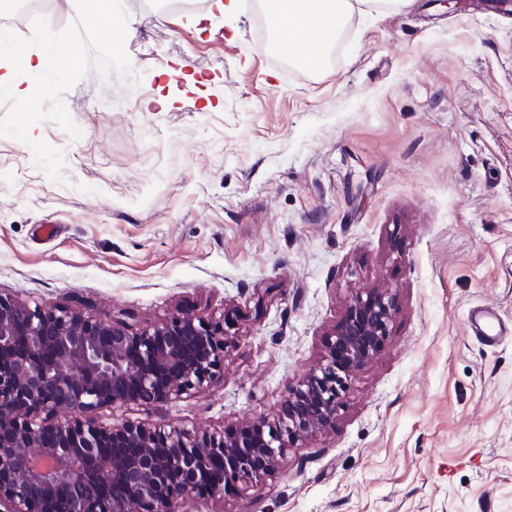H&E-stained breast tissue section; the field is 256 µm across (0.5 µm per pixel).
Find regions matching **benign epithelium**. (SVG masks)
I'll return each mask as SVG.
<instances>
[{
	"label": "benign epithelium",
	"instance_id": "1",
	"mask_svg": "<svg viewBox=\"0 0 512 512\" xmlns=\"http://www.w3.org/2000/svg\"><path fill=\"white\" fill-rule=\"evenodd\" d=\"M393 297H352L321 361L288 388V410L227 435L95 414L171 403L224 382L236 332L180 309L138 332L105 313L0 294V512H182L207 487L243 495L294 444L336 424L354 373L385 349Z\"/></svg>",
	"mask_w": 512,
	"mask_h": 512
}]
</instances>
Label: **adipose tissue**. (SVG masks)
I'll list each match as a JSON object with an SVG mask.
<instances>
[{
	"label": "adipose tissue",
	"mask_w": 512,
	"mask_h": 512,
	"mask_svg": "<svg viewBox=\"0 0 512 512\" xmlns=\"http://www.w3.org/2000/svg\"><path fill=\"white\" fill-rule=\"evenodd\" d=\"M412 0H267V12L277 23L273 34L277 51L314 41L329 52L348 24L356 6L370 11H395Z\"/></svg>",
	"instance_id": "obj_1"
}]
</instances>
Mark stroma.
I'll use <instances>...</instances> for the list:
<instances>
[{
    "instance_id": "obj_1",
    "label": "stroma",
    "mask_w": 512,
    "mask_h": 512,
    "mask_svg": "<svg viewBox=\"0 0 512 512\" xmlns=\"http://www.w3.org/2000/svg\"><path fill=\"white\" fill-rule=\"evenodd\" d=\"M125 7L140 86L89 73L64 97L79 140L30 129L63 183L0 137V293L135 330L226 316L223 384L120 414L220 433L281 414L351 298L388 289L334 430L186 512H512V339L467 328L476 305L512 326V10H358L307 73L265 50L262 0Z\"/></svg>"
}]
</instances>
